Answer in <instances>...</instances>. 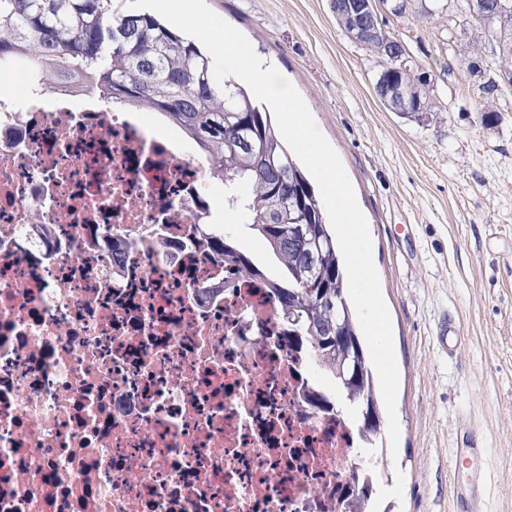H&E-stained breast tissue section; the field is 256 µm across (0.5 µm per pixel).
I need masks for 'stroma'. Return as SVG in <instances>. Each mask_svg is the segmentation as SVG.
<instances>
[{
    "instance_id": "stroma-1",
    "label": "stroma",
    "mask_w": 512,
    "mask_h": 512,
    "mask_svg": "<svg viewBox=\"0 0 512 512\" xmlns=\"http://www.w3.org/2000/svg\"><path fill=\"white\" fill-rule=\"evenodd\" d=\"M379 0L429 74L439 119L419 122L376 96V58L351 42L328 0H206L305 100L339 155L366 217L400 374L397 452L374 451L376 512H459L451 450L457 433L486 449L483 512H512V91L485 94L458 62L474 18L448 0ZM458 42H451V35ZM500 119L481 121L485 107ZM224 232L274 277L266 240L239 215ZM462 345L448 357V318Z\"/></svg>"
}]
</instances>
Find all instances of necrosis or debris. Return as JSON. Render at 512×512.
<instances>
[{
	"label": "necrosis or debris",
	"instance_id": "4bbe7bcc",
	"mask_svg": "<svg viewBox=\"0 0 512 512\" xmlns=\"http://www.w3.org/2000/svg\"><path fill=\"white\" fill-rule=\"evenodd\" d=\"M0 512H367L371 457L271 288L214 254L224 183L154 113L0 64Z\"/></svg>",
	"mask_w": 512,
	"mask_h": 512
}]
</instances>
